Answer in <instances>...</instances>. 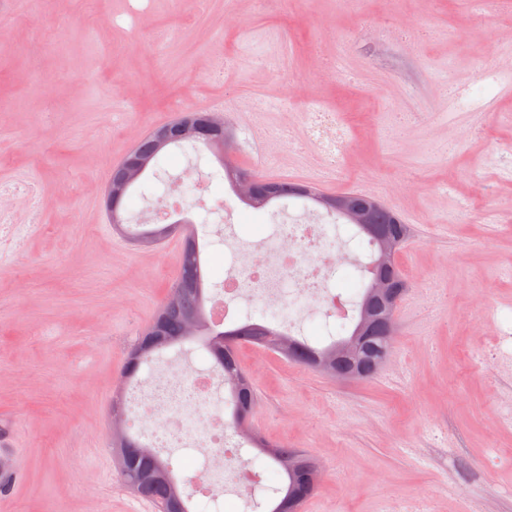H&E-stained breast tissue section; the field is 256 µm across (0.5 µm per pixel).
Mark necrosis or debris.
I'll return each instance as SVG.
<instances>
[{"label": "necrosis or debris", "instance_id": "4bbe7bcc", "mask_svg": "<svg viewBox=\"0 0 512 512\" xmlns=\"http://www.w3.org/2000/svg\"><path fill=\"white\" fill-rule=\"evenodd\" d=\"M308 140L320 154L335 159L336 148L351 130L336 112L311 105L303 115ZM339 227L332 216L311 212L302 218L277 224L261 246L252 253L231 252L224 284L209 309L216 323L237 322L243 317L242 301L251 306H285L313 312L318 306L335 315L352 312L347 301L330 294L327 284L334 275L330 245ZM224 381L209 366L185 368L179 357L167 359L163 370H149L126 406L139 420L163 423L161 433H149L156 448H191L197 454V474L191 491L211 496L225 484L247 489L253 484L250 472L240 464L244 443L224 431ZM207 411L206 432L195 426L200 411Z\"/></svg>", "mask_w": 512, "mask_h": 512}]
</instances>
